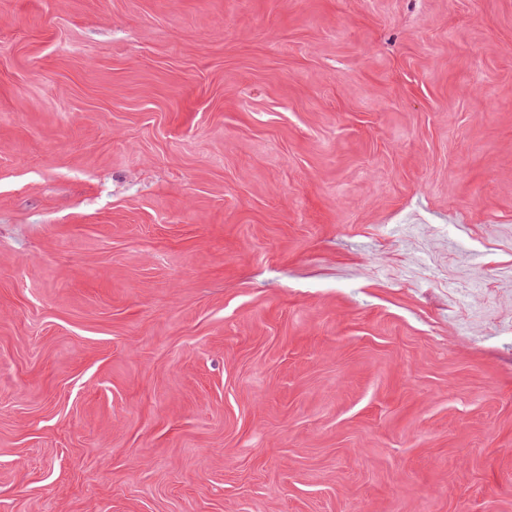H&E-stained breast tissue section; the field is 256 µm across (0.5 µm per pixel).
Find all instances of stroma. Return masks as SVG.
<instances>
[{
	"instance_id": "1",
	"label": "stroma",
	"mask_w": 512,
	"mask_h": 512,
	"mask_svg": "<svg viewBox=\"0 0 512 512\" xmlns=\"http://www.w3.org/2000/svg\"><path fill=\"white\" fill-rule=\"evenodd\" d=\"M0 512H512V0H0Z\"/></svg>"
}]
</instances>
